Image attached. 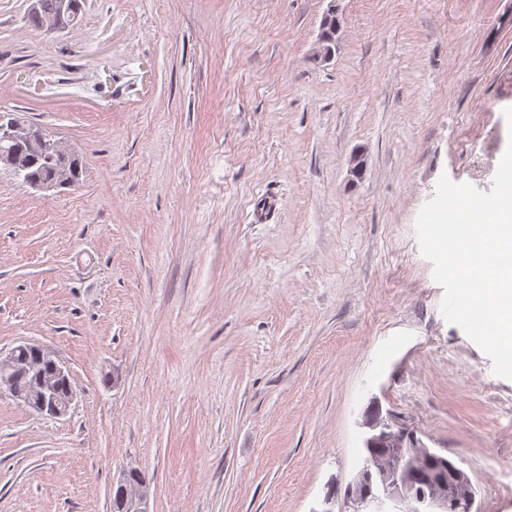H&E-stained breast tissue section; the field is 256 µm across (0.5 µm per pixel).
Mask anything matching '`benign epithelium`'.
<instances>
[{"instance_id": "7a95c632", "label": "benign epithelium", "mask_w": 512, "mask_h": 512, "mask_svg": "<svg viewBox=\"0 0 512 512\" xmlns=\"http://www.w3.org/2000/svg\"><path fill=\"white\" fill-rule=\"evenodd\" d=\"M17 353L16 346L7 351L0 350V392L8 393L15 401L36 412L55 418L65 416L75 399L71 386L65 395H60V383L70 381L66 367L43 348L39 349V358L35 361L20 362ZM19 374L34 376V384L27 393L19 392L14 385ZM367 427L369 433L364 446L379 440L392 452L384 460L376 457L365 460L356 479L350 484L349 502L353 512H366L372 506L379 509L388 501L404 503L406 509L403 512H448L450 489L445 483H439L438 492L427 500L414 496L409 489L410 475L436 451L421 440L410 447L406 446L407 435L378 418L368 421ZM372 477L378 480L379 496L368 500L359 494V486ZM122 493L127 512H148L146 486L127 483L123 485Z\"/></svg>"}]
</instances>
